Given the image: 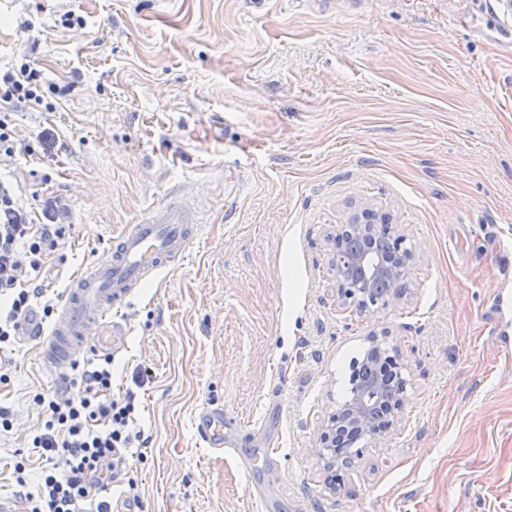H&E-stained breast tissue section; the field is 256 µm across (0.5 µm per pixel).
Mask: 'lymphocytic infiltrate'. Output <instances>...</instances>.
<instances>
[{
  "instance_id": "f902f5d3",
  "label": "lymphocytic infiltrate",
  "mask_w": 512,
  "mask_h": 512,
  "mask_svg": "<svg viewBox=\"0 0 512 512\" xmlns=\"http://www.w3.org/2000/svg\"><path fill=\"white\" fill-rule=\"evenodd\" d=\"M39 75L30 65L0 74V100L13 107L41 104ZM56 199L41 210L27 209L11 182L0 178V345H12L31 311L30 299L41 286L26 287L25 280L40 272L51 247L65 235L58 222ZM82 394L64 398L56 393L36 394L45 420L32 444L43 461L36 488H29L26 462H16L18 494L27 512H86L84 505L98 482L102 466L120 471L126 450L141 441L129 429L135 409L133 396L112 395V360L101 359L79 375Z\"/></svg>"
}]
</instances>
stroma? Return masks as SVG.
Instances as JSON below:
<instances>
[{
	"label": "stroma",
	"mask_w": 512,
	"mask_h": 512,
	"mask_svg": "<svg viewBox=\"0 0 512 512\" xmlns=\"http://www.w3.org/2000/svg\"><path fill=\"white\" fill-rule=\"evenodd\" d=\"M25 62L46 93L13 112L26 149L0 176L28 207L60 199L68 226L33 308L166 194L203 217L127 311L112 392L133 394L147 444L103 498L260 512L261 487L269 512H512V17L490 0H0V70ZM367 207L412 259L401 298L359 311L329 237ZM373 334L405 360L403 414L333 490L317 438ZM0 371L11 498L17 458L39 464L35 394L80 388L31 343ZM207 405L243 427L234 448L199 440Z\"/></svg>",
	"instance_id": "1"
}]
</instances>
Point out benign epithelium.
I'll return each mask as SVG.
<instances>
[{
	"label": "benign epithelium",
	"mask_w": 512,
	"mask_h": 512,
	"mask_svg": "<svg viewBox=\"0 0 512 512\" xmlns=\"http://www.w3.org/2000/svg\"><path fill=\"white\" fill-rule=\"evenodd\" d=\"M369 222L353 218L348 224H340L331 241L346 233L363 242V248L342 251L335 247L330 260L336 276L337 294L344 306H358L361 299L367 298L374 288H387L388 296L382 306L399 298L405 291V275L411 256L397 248L386 255L373 254L371 241L377 224L384 219L371 212ZM370 353L377 355L372 379L366 382L360 393L348 404L339 405L329 416L319 435L320 454L326 459L328 482L332 487L345 486L343 469L351 467L355 459L345 456L350 441L358 435L368 434L375 442L387 432L375 427L374 414L379 408L389 411L390 426L401 419L404 402L395 401L391 392L392 374L404 367L399 352L384 347L376 335L370 336Z\"/></svg>",
	"instance_id": "benign-epithelium-1"
}]
</instances>
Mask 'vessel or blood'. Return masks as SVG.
Instances as JSON below:
<instances>
[{
	"mask_svg": "<svg viewBox=\"0 0 512 512\" xmlns=\"http://www.w3.org/2000/svg\"><path fill=\"white\" fill-rule=\"evenodd\" d=\"M200 222L194 205L179 196L166 197L145 220L114 239L105 261L71 279L50 323L31 312L21 339L35 343L43 369L62 374L92 357L121 352L129 334L125 309L141 288L183 261ZM196 429L207 447L219 449L232 431L220 407L199 411Z\"/></svg>",
	"mask_w": 512,
	"mask_h": 512,
	"instance_id": "b4317fda",
	"label": "vessel or blood"
}]
</instances>
